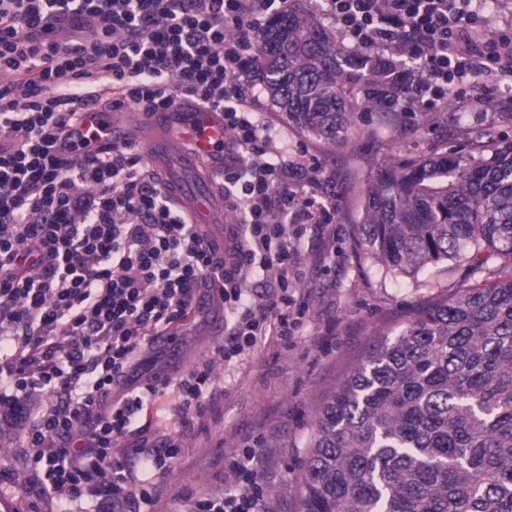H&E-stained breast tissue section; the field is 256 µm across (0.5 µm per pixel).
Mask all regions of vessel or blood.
I'll return each mask as SVG.
<instances>
[{"instance_id":"vessel-or-blood-1","label":"vessel or blood","mask_w":512,"mask_h":512,"mask_svg":"<svg viewBox=\"0 0 512 512\" xmlns=\"http://www.w3.org/2000/svg\"><path fill=\"white\" fill-rule=\"evenodd\" d=\"M86 125L99 132L102 146L119 145L137 137L147 151L148 164L161 179L176 204L188 212L207 242L229 247L231 225L224 222V191L212 173L224 165L223 152L215 144L224 138L220 113L203 110L190 98L179 97L159 112L136 120L126 112L91 111ZM196 172L193 183H183L178 165Z\"/></svg>"}]
</instances>
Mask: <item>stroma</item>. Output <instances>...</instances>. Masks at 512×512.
Masks as SVG:
<instances>
[{
    "instance_id": "35a3bbf8",
    "label": "stroma",
    "mask_w": 512,
    "mask_h": 512,
    "mask_svg": "<svg viewBox=\"0 0 512 512\" xmlns=\"http://www.w3.org/2000/svg\"><path fill=\"white\" fill-rule=\"evenodd\" d=\"M459 86L447 109L408 116L404 131L371 125L365 134L333 146L289 129V150L306 147L329 174L319 193L334 200L338 210L333 242L311 224L299 245L300 278L293 284L289 312L302 314L304 330L286 344L268 339L233 368L216 366L224 394L216 411L194 425L151 423L149 437L170 431L180 434L184 446L162 480L155 512H180L174 496L183 489L198 495L222 489L229 464L249 448L257 453V480L268 512H300L303 439L324 398L372 339L399 334L413 310L470 285L461 268L450 273L433 268L414 281L396 279L352 248L364 189L378 168L452 146L472 155L468 131L473 127L512 139V124L496 118L497 111H512V89L488 74L466 76ZM214 342L205 308L192 334L178 337L158 367L172 376L187 372L210 358ZM0 474L9 479L0 489V512H57L56 501L37 495L30 469L4 430Z\"/></svg>"
}]
</instances>
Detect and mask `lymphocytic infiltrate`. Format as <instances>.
Segmentation results:
<instances>
[{"mask_svg":"<svg viewBox=\"0 0 512 512\" xmlns=\"http://www.w3.org/2000/svg\"><path fill=\"white\" fill-rule=\"evenodd\" d=\"M355 47L395 46L418 74L413 112L441 111L468 74L512 83V40L489 36L484 0H324ZM277 0H0V419L39 496L60 512H153L160 480L182 455L171 435L152 441L146 420L174 395L181 425L204 417L215 362L231 366L268 337L288 341V290L306 225L329 229L335 207L316 201L325 178L306 152L290 153L259 118L248 78L254 30ZM185 96L221 113L238 156L224 198L238 215L228 259L205 245L145 162L136 140L77 148L91 108L135 115ZM303 192L278 193L285 172ZM269 282L236 313L247 274ZM233 313L214 356L170 377L142 370L195 323L196 296ZM245 452L222 491L193 512H266Z\"/></svg>","mask_w":512,"mask_h":512,"instance_id":"1","label":"lymphocytic infiltrate"}]
</instances>
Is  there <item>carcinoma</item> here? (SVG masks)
Returning a JSON list of instances; mask_svg holds the SVG:
<instances>
[{
	"label": "carcinoma",
	"instance_id": "cac0c4a2",
	"mask_svg": "<svg viewBox=\"0 0 512 512\" xmlns=\"http://www.w3.org/2000/svg\"><path fill=\"white\" fill-rule=\"evenodd\" d=\"M254 36L251 80L288 125L336 146L363 117L401 120L412 72L338 45L302 0ZM469 135L476 159L367 183L355 250L412 280L465 262L478 285L415 310L336 384L304 440L301 512H512V140Z\"/></svg>",
	"mask_w": 512,
	"mask_h": 512
}]
</instances>
